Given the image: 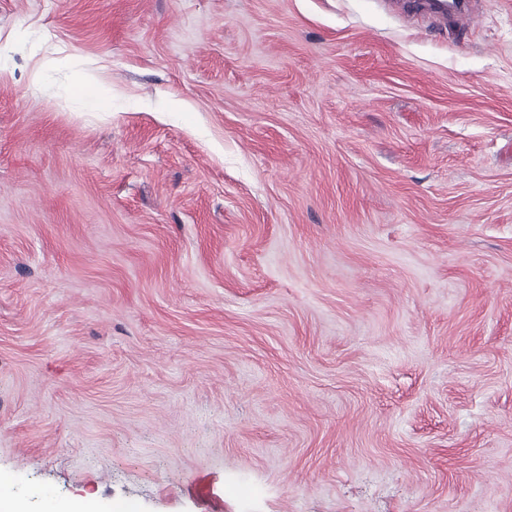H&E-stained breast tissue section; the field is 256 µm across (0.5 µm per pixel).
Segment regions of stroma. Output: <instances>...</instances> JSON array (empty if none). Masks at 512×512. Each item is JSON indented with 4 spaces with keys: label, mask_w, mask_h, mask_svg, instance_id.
Masks as SVG:
<instances>
[{
    "label": "stroma",
    "mask_w": 512,
    "mask_h": 512,
    "mask_svg": "<svg viewBox=\"0 0 512 512\" xmlns=\"http://www.w3.org/2000/svg\"><path fill=\"white\" fill-rule=\"evenodd\" d=\"M1 473L512 512V0H0Z\"/></svg>",
    "instance_id": "35a3bbf8"
}]
</instances>
